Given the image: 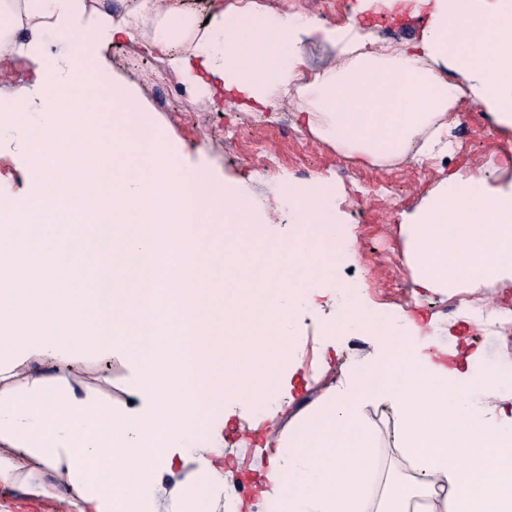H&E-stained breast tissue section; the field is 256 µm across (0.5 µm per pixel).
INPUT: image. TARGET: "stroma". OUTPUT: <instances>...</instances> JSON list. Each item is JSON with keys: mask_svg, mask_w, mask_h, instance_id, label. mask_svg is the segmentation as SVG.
Here are the masks:
<instances>
[{"mask_svg": "<svg viewBox=\"0 0 512 512\" xmlns=\"http://www.w3.org/2000/svg\"><path fill=\"white\" fill-rule=\"evenodd\" d=\"M265 9L286 10L326 26L357 23L381 46L419 38L428 24L427 13L410 16L395 11L384 18L363 9L361 0H257ZM110 77L130 83L163 144L187 169L206 168L220 182L233 183L238 192L268 204L267 222L278 235L293 229L294 217L280 199L284 183L303 186L329 179L338 190L335 200L358 257L337 270L339 281L364 292L381 312L406 310L423 326L429 342L454 350L468 347L481 364L512 369V338L488 325L476 329L467 320L468 304L496 307L500 318L512 316V288L488 285L467 297L426 294L413 298L411 270L405 262L397 226L422 203L439 181L441 169L471 174L486 171L489 186L512 181V134L494 130L486 109L460 100L447 121L453 127L448 154L431 158L404 157L382 167H370L341 156L310 133L295 108L278 112L276 121L265 113L244 110L234 93L215 103H192L178 76L161 55L138 44L121 42L106 56ZM36 64L23 57L0 69V109L8 108L18 92L31 88ZM29 155L16 133H0V199L24 197L28 188ZM302 369L294 376L291 397L276 418L278 429L305 413L326 387L337 381L342 368L361 360L369 350L368 336H342L336 341L327 367L317 360L320 329L313 320L300 328ZM264 430L239 431L230 422L224 433V453L233 460L232 485L243 503L240 512H257V470L271 450Z\"/></svg>", "mask_w": 512, "mask_h": 512, "instance_id": "35a3bbf8", "label": "stroma"}]
</instances>
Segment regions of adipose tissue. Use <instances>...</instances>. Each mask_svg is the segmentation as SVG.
<instances>
[{
    "label": "adipose tissue",
    "instance_id": "1",
    "mask_svg": "<svg viewBox=\"0 0 512 512\" xmlns=\"http://www.w3.org/2000/svg\"><path fill=\"white\" fill-rule=\"evenodd\" d=\"M430 7L416 42L378 49L357 25L329 27L259 9L255 0L213 9L207 25L166 0H134L121 14L87 0H0V66L38 63L32 93L0 114L23 129L29 190L0 206V490L53 500L58 512H198L227 496L224 426L243 408L275 420L301 361L293 329L317 319L324 348L371 336L372 354L286 430L259 472L263 512H512V372L448 369L425 350L407 312L390 318L361 294L331 313L318 302L335 280L344 227L335 190L320 178L282 197L295 214L294 261L304 285L277 297L250 274L241 243L267 235L257 204L202 170H178L149 127L130 84L103 85L116 37L164 54L190 101L214 83L277 111L295 94L310 130L343 153L381 165L448 146L440 118L462 93L512 130V0L477 10L470 0H366L382 12ZM65 37L64 65L42 59L47 32ZM24 42H17V34ZM333 46L341 65L305 76L303 38ZM392 134L375 133L378 114ZM57 142L43 149L45 139ZM44 227L43 246L25 227ZM415 291L454 295L512 287V182L483 173L442 175L399 226ZM320 238L323 253L309 242ZM231 281L215 287L217 265ZM133 371L125 397L84 388L82 367L104 353ZM39 358L43 372L25 368ZM389 407L391 433L369 423ZM392 440L415 476L375 490L377 448ZM193 464L190 482L175 462Z\"/></svg>",
    "mask_w": 512,
    "mask_h": 512
}]
</instances>
